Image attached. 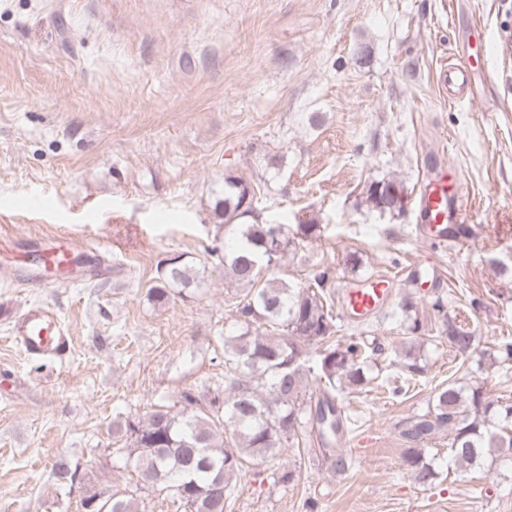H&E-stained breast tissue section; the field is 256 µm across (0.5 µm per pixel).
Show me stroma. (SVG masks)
Returning <instances> with one entry per match:
<instances>
[{
	"mask_svg": "<svg viewBox=\"0 0 512 512\" xmlns=\"http://www.w3.org/2000/svg\"><path fill=\"white\" fill-rule=\"evenodd\" d=\"M456 58L475 73L451 98L439 72ZM439 159L463 195L456 245L417 234L412 200ZM228 174L261 221L319 224L283 266L290 281L392 277L385 312L360 325L338 314L337 339L400 348L406 301L429 339L419 379L340 393L358 418L353 468L282 448L300 482L245 463L229 512H512V463L465 471L434 439L440 477L424 488L399 436L462 364L469 385L512 402L506 365L479 362L512 342V0H0V512H82L83 493L130 481L113 421L223 389L237 295L208 251L224 242ZM384 178L403 184L400 212L362 202ZM67 234L99 248L79 273L47 288L9 277ZM178 256L197 285L154 301ZM439 297L479 338L468 359L435 340ZM35 303L61 317L66 355L9 342L11 318Z\"/></svg>",
	"mask_w": 512,
	"mask_h": 512,
	"instance_id": "35a3bbf8",
	"label": "stroma"
}]
</instances>
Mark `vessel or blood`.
I'll return each mask as SVG.
<instances>
[{
    "mask_svg": "<svg viewBox=\"0 0 512 512\" xmlns=\"http://www.w3.org/2000/svg\"><path fill=\"white\" fill-rule=\"evenodd\" d=\"M472 68L471 60L465 58L442 70L439 75L442 89L451 92L469 88ZM455 175V168L443 161L431 163L427 169L414 199V208L427 239L447 242L448 226L457 223L462 214L461 195L451 183ZM78 251L73 239L67 237L39 253L38 260L46 266L64 267ZM392 293L389 277L373 276L341 289L342 309L347 316L367 318L387 305ZM10 340L29 356H58L69 348V338L59 317L41 305L27 307L16 317Z\"/></svg>",
    "mask_w": 512,
    "mask_h": 512,
    "instance_id": "obj_1",
    "label": "vessel or blood"
}]
</instances>
